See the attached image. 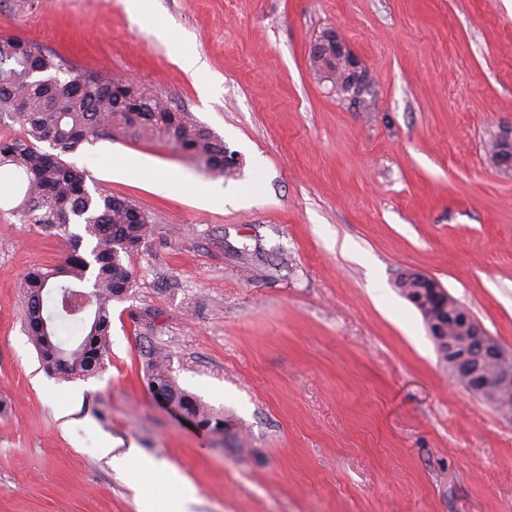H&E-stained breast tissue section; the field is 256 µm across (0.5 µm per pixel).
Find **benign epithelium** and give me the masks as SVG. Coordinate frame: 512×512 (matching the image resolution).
I'll return each mask as SVG.
<instances>
[{"mask_svg": "<svg viewBox=\"0 0 512 512\" xmlns=\"http://www.w3.org/2000/svg\"><path fill=\"white\" fill-rule=\"evenodd\" d=\"M331 52L345 67V90L359 95L366 82L365 72L335 32L326 34L325 42L313 47L311 55L326 57ZM494 155L500 163L512 164V136L498 140ZM397 282L415 284L410 302L424 313L429 336L443 351L448 369L470 393L487 401L490 391L512 385V349L490 336L469 308L424 273L405 272Z\"/></svg>", "mask_w": 512, "mask_h": 512, "instance_id": "benign-epithelium-1", "label": "benign epithelium"}]
</instances>
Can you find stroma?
<instances>
[{"label": "stroma", "mask_w": 512, "mask_h": 512, "mask_svg": "<svg viewBox=\"0 0 512 512\" xmlns=\"http://www.w3.org/2000/svg\"><path fill=\"white\" fill-rule=\"evenodd\" d=\"M332 30L361 99L311 66ZM13 36L171 97L240 154L226 188L258 196L200 207L191 186L217 180L167 139L115 130L68 155L154 227L101 373L68 381L42 368L22 278L84 227L20 223L0 174V512H138L124 456L160 464L167 512L169 466L195 512H512V415L453 379L394 286L432 275L512 347V166L490 151L512 126V0H152L140 17L130 0H0ZM116 159L156 177H112ZM159 352L223 433L154 400ZM330 52L336 55L346 70L345 90L358 96L366 82V75L358 59L348 50L345 41L336 32L326 34L325 42L314 46L311 50L313 57L328 56Z\"/></svg>", "instance_id": "stroma-1"}]
</instances>
